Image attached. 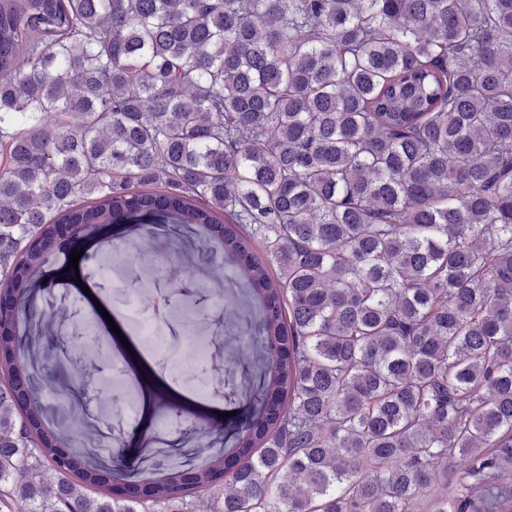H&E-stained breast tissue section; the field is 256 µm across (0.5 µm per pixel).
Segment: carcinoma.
Here are the masks:
<instances>
[{
  "label": "carcinoma",
  "instance_id": "carcinoma-1",
  "mask_svg": "<svg viewBox=\"0 0 512 512\" xmlns=\"http://www.w3.org/2000/svg\"><path fill=\"white\" fill-rule=\"evenodd\" d=\"M154 220L247 288L259 415L116 497L147 435L62 455L3 339L0 512H512V0H0V327L58 225Z\"/></svg>",
  "mask_w": 512,
  "mask_h": 512
}]
</instances>
